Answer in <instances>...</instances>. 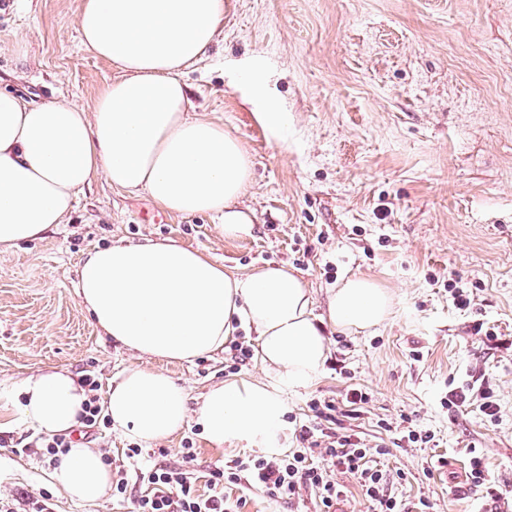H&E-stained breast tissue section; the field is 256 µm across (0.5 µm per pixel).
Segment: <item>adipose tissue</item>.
<instances>
[{
	"mask_svg": "<svg viewBox=\"0 0 512 512\" xmlns=\"http://www.w3.org/2000/svg\"><path fill=\"white\" fill-rule=\"evenodd\" d=\"M227 0H82L80 41L117 75L92 109L75 101L35 104L0 89V257L65 223L79 190L94 176L146 193L161 210L207 214L224 237L251 231L237 202L252 181V161L223 125L191 115L187 68L207 55L224 24ZM254 62L238 70L240 88L271 135L286 121ZM78 287L94 323L138 357L192 361L224 348L238 330L256 333L264 380H227L198 400L164 371L125 368L102 407L113 429L152 445L188 421L215 448L247 443L283 450L285 390L319 378L325 327L367 331L388 321L395 297L355 274L332 289L327 321L313 314L311 288L281 266L246 274L172 239L90 250ZM87 388L50 368L0 380V419L48 434L80 423ZM69 498L95 502L112 487L103 453L73 443L52 472Z\"/></svg>",
	"mask_w": 512,
	"mask_h": 512,
	"instance_id": "1",
	"label": "adipose tissue"
}]
</instances>
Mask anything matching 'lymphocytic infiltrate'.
Masks as SVG:
<instances>
[{"label": "lymphocytic infiltrate", "mask_w": 512, "mask_h": 512, "mask_svg": "<svg viewBox=\"0 0 512 512\" xmlns=\"http://www.w3.org/2000/svg\"><path fill=\"white\" fill-rule=\"evenodd\" d=\"M309 409L313 418L301 425L298 439L317 448L320 461L300 453L239 456L211 471L210 491L203 494L191 467L195 451L189 448L183 453L184 469L156 466L141 471L139 478L147 492L134 499L135 512H240L241 500L226 495L231 488L254 490L291 507L308 493L314 497L315 512H336L339 496L348 492L336 479L340 473L356 481L368 512H430L427 500L407 504L391 495L384 472L371 465L362 438L355 432L335 429L334 403L314 399Z\"/></svg>", "instance_id": "f902f5d3"}]
</instances>
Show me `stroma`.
I'll return each mask as SVG.
<instances>
[{"label": "stroma", "instance_id": "35a3bbf8", "mask_svg": "<svg viewBox=\"0 0 512 512\" xmlns=\"http://www.w3.org/2000/svg\"><path fill=\"white\" fill-rule=\"evenodd\" d=\"M82 0H0V87L34 103L67 98L92 107L116 75L80 42ZM258 60L288 122L273 140L236 88L240 61ZM192 110L223 124L250 155L252 184L241 199L252 232L219 234L205 215L159 210L146 194L96 177L66 223L0 259V380L63 368L100 386L138 357L103 336L78 294V269L93 247L169 238L247 273L273 264L313 290L325 317L327 291L365 274L395 296L383 325L326 329L318 381L286 393L289 451L307 404L341 402L348 389L370 400L344 425L377 457L391 494L425 498L436 512H481L487 499L469 481L479 452L502 499L512 502V0H229L207 56L184 76ZM466 291L454 306L449 287ZM228 351L194 362L150 360L198 396L224 380L261 379L259 357L231 369ZM491 388L496 421L477 405L449 407L451 385ZM410 417L432 437L397 447L382 420ZM72 438L100 449L125 499H68L36 448L38 432L0 434V495L39 498L54 512H131L144 494L140 470L181 467L195 448L200 490L224 461L251 454L214 448L188 423L128 460L130 440L111 427Z\"/></svg>", "mask_w": 512, "mask_h": 512}]
</instances>
